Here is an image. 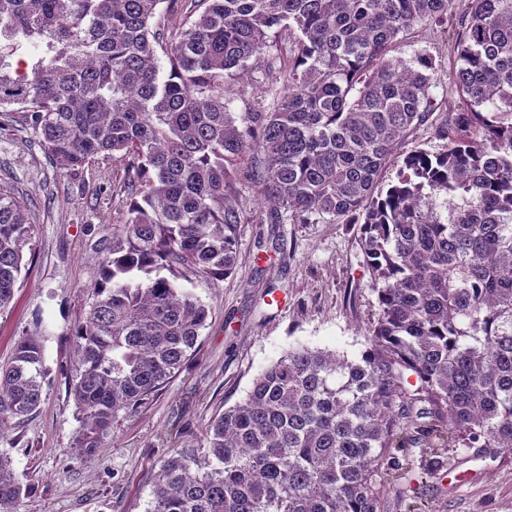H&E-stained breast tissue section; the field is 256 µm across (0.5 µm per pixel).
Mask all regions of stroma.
Listing matches in <instances>:
<instances>
[{
  "mask_svg": "<svg viewBox=\"0 0 512 512\" xmlns=\"http://www.w3.org/2000/svg\"><path fill=\"white\" fill-rule=\"evenodd\" d=\"M461 20L457 11L443 25L415 24L394 51L405 59L430 53L439 76L431 89L432 114L403 141L400 153L443 146L437 129L459 110L449 48ZM288 48L274 38L260 59L249 60L244 76L224 89L230 111L272 103L276 88L265 68L281 66ZM0 186L27 203L33 226L14 299L0 313V362L16 339L34 333L43 340L50 369L39 410L0 435V450L28 488L16 512H147L151 474L186 444L184 428L202 429L242 401L254 379L289 350L306 346L353 360L368 346L379 303L358 225L316 215L302 224L285 212L272 223L260 186L240 180L248 222L240 227L234 273L220 281L191 275L176 282L210 310L199 351L147 404L120 413L94 455L78 454L72 449L79 426L70 393L77 368L73 333L90 309L91 289L112 245L110 223L126 199L113 187L110 159L79 171L59 169L35 131L18 124L0 130ZM391 455L402 479L391 488L387 474L378 475L385 486L380 512H512L511 451L444 448L435 468L416 446L392 449ZM451 464L478 476L445 489L435 474Z\"/></svg>",
  "mask_w": 512,
  "mask_h": 512,
  "instance_id": "stroma-1",
  "label": "stroma"
}]
</instances>
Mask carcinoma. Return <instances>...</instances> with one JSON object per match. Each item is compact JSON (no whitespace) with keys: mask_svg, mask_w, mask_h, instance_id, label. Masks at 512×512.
I'll return each mask as SVG.
<instances>
[{"mask_svg":"<svg viewBox=\"0 0 512 512\" xmlns=\"http://www.w3.org/2000/svg\"><path fill=\"white\" fill-rule=\"evenodd\" d=\"M452 5L0 0V118L18 108L62 169L112 159L126 195L74 334L77 453L102 447L119 412L198 349L209 308L174 280L234 272L240 178L275 215L360 225L380 307L361 358L289 351L163 460L148 512H379L376 476L409 439L403 425L426 448L512 451V0H465L450 48L465 109L439 127L443 150L396 156L433 110L437 78L426 52L387 54ZM272 33L290 43L274 77L286 90L237 117L224 84ZM21 38L41 46L31 64L13 58ZM32 230L1 186L0 311ZM47 376L40 338L20 337L0 363V433L38 409ZM22 493L1 452L0 512Z\"/></svg>","mask_w":512,"mask_h":512,"instance_id":"1","label":"carcinoma"}]
</instances>
